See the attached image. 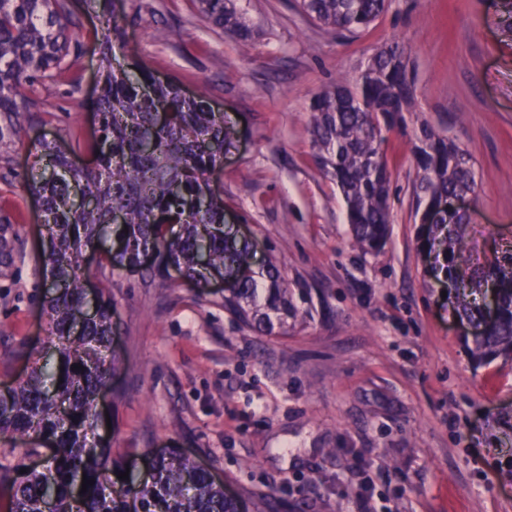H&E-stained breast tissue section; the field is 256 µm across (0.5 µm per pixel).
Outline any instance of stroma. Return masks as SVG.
<instances>
[{
    "instance_id": "1",
    "label": "stroma",
    "mask_w": 512,
    "mask_h": 512,
    "mask_svg": "<svg viewBox=\"0 0 512 512\" xmlns=\"http://www.w3.org/2000/svg\"><path fill=\"white\" fill-rule=\"evenodd\" d=\"M233 3L249 45L208 24L193 0H127L126 40L112 53L187 94L205 90L237 127L211 185L255 264L277 263L298 316L267 334L214 305L211 289L106 276L86 255L91 283L114 298L122 360L97 435L133 449L140 468L145 453H184L242 512H256L261 495L281 512H512V358L469 354L473 328L424 244L413 196L420 130L444 131L474 165L464 216L473 262L512 242V41L501 0H390L354 35L311 22L296 0ZM102 25L97 10L78 9V85L37 87L26 137L0 159V235L15 242L0 264V386L24 380L44 352L50 282L27 181L43 139L94 161L85 146L97 130ZM395 42L414 105L385 134L393 222L367 253L317 158L310 105Z\"/></svg>"
}]
</instances>
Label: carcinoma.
<instances>
[{
	"mask_svg": "<svg viewBox=\"0 0 512 512\" xmlns=\"http://www.w3.org/2000/svg\"><path fill=\"white\" fill-rule=\"evenodd\" d=\"M76 0H0V156L27 136L16 97L19 89L55 82L83 55L74 34ZM105 20L99 44L104 78L94 102L99 115L90 150L94 165L78 168L58 141L35 147L41 177L29 184L39 202L45 235L42 265L55 288L45 301L47 355L28 377L0 395V438L49 443L55 453L47 471H35L8 489L7 512H238L224 487L177 450L154 459L146 473L126 470L127 453L89 439L97 427L98 398L119 370L112 349V298L100 290L88 309L84 255L112 237L99 255L103 269L142 268V277L164 282L175 268L197 283L216 272L231 285L220 305L241 324L273 332L296 310L272 260L252 264V244L224 223V195L208 175L224 160L236 127L215 112L207 95L183 96L173 83H156L135 59L112 57L125 29L115 0H89ZM216 28L241 42L252 31L229 6L231 0H195ZM386 0H300L302 12L336 31L368 27ZM414 92L403 49L376 50L354 86L339 84L317 96L313 136L321 161L344 197L356 243L367 252L385 242L391 224V174L381 145L401 113L412 111ZM416 155L422 174L415 186L426 243L442 247L445 277L459 314L483 325L472 353L481 360L512 354V245L486 265L470 269L462 217L439 205L475 191L465 149L445 134L423 127ZM120 214L121 224L113 223ZM492 292L498 315L486 321L475 295ZM129 472L125 480L117 478ZM94 480L81 491L82 478ZM134 506H129L128 499Z\"/></svg>",
	"mask_w": 512,
	"mask_h": 512,
	"instance_id": "cac0c4a2",
	"label": "carcinoma"
}]
</instances>
